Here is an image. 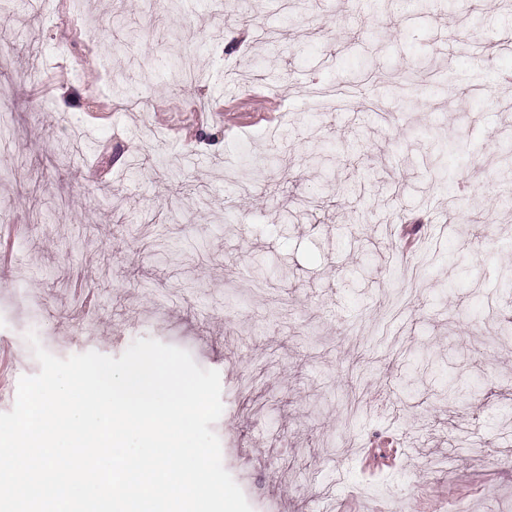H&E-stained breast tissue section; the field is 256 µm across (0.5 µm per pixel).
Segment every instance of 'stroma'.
<instances>
[{"instance_id":"stroma-1","label":"stroma","mask_w":512,"mask_h":512,"mask_svg":"<svg viewBox=\"0 0 512 512\" xmlns=\"http://www.w3.org/2000/svg\"><path fill=\"white\" fill-rule=\"evenodd\" d=\"M67 6L8 9L0 225L21 231L0 300L26 303L0 338L18 376L40 370L31 331L59 358L153 338L219 372L213 430L253 512H384L391 497L402 512H512V83L462 80L476 42L492 48L484 68L512 72V12L83 0L65 42L50 19ZM242 25L249 43L226 46ZM432 66L451 93L399 107L393 76ZM17 70L48 94L25 95ZM413 213L414 282L394 242ZM458 431L492 456H451Z\"/></svg>"}]
</instances>
